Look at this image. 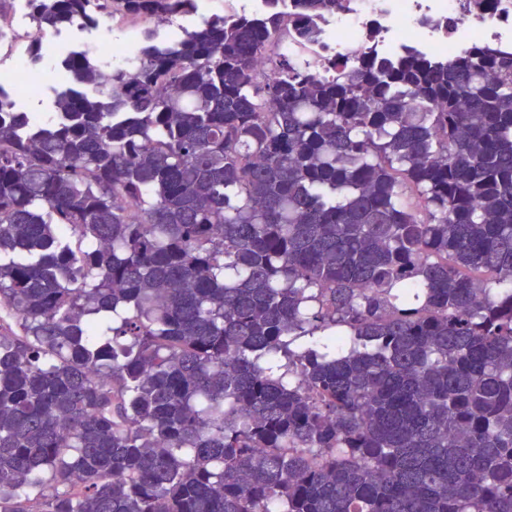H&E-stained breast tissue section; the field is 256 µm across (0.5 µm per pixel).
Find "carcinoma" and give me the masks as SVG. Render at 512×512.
I'll use <instances>...</instances> for the list:
<instances>
[{"mask_svg":"<svg viewBox=\"0 0 512 512\" xmlns=\"http://www.w3.org/2000/svg\"><path fill=\"white\" fill-rule=\"evenodd\" d=\"M263 2L0 98V512H512V52L322 77L350 0Z\"/></svg>","mask_w":512,"mask_h":512,"instance_id":"obj_1","label":"carcinoma"}]
</instances>
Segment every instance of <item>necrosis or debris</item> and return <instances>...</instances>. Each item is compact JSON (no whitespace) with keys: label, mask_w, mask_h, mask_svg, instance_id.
<instances>
[{"label":"necrosis or debris","mask_w":512,"mask_h":512,"mask_svg":"<svg viewBox=\"0 0 512 512\" xmlns=\"http://www.w3.org/2000/svg\"><path fill=\"white\" fill-rule=\"evenodd\" d=\"M29 13V0H14L9 35L0 38V92L8 97L49 95L52 63L73 51L96 53L111 67L128 68L134 61L135 51L129 43L76 41L65 34L45 39L41 60L33 61L18 42L19 37L31 40L36 36ZM460 25L468 30L467 39L458 38ZM321 28L320 49L303 58L305 68L318 75L325 74L328 58L359 56L375 34L423 45L452 60L480 44L512 46V0H488L486 10L479 14L467 12L465 0H351L349 10L322 22Z\"/></svg>","instance_id":"4bbe7bcc"}]
</instances>
